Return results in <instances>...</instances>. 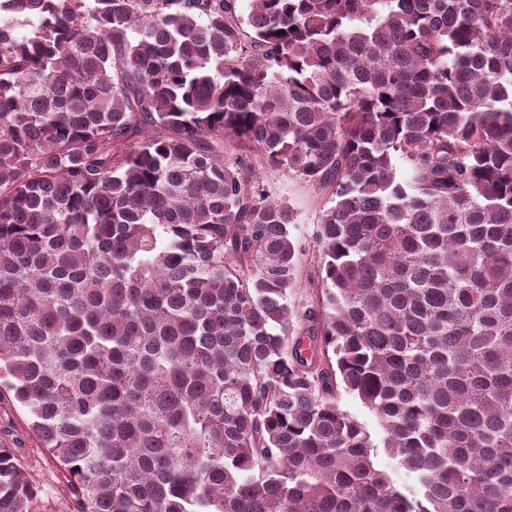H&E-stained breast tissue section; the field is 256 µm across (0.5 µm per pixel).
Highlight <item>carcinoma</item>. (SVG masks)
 Wrapping results in <instances>:
<instances>
[{
	"label": "carcinoma",
	"mask_w": 512,
	"mask_h": 512,
	"mask_svg": "<svg viewBox=\"0 0 512 512\" xmlns=\"http://www.w3.org/2000/svg\"><path fill=\"white\" fill-rule=\"evenodd\" d=\"M0 383L69 512H512V0H0ZM258 177L264 199L286 201L296 214L292 235L301 247V255L295 287L288 293V306L296 313L293 324L298 330L302 326V315L315 308L320 295V284L315 278L319 254L315 230L319 213L328 197L310 183L280 168L259 166ZM338 401L340 407L364 424L366 430L371 436L372 442L378 446L377 456L375 457L376 464L389 472L392 478L398 483L406 480V475L403 469L396 466V461L391 459L382 448V440L384 432L380 427L376 417L369 412L359 400L352 395L346 393L342 389L338 394Z\"/></svg>",
	"instance_id": "1"
}]
</instances>
